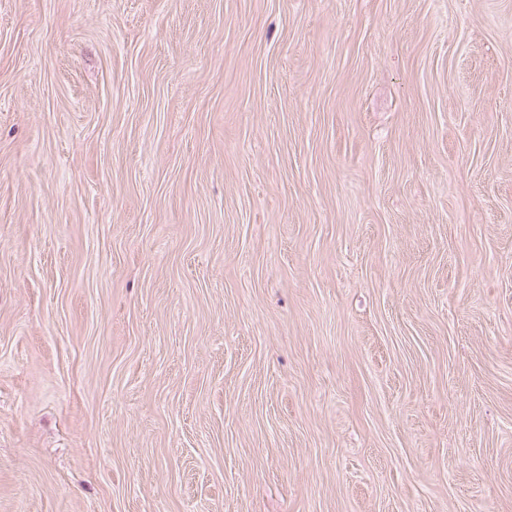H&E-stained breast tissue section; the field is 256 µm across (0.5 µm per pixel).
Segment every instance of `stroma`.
Returning <instances> with one entry per match:
<instances>
[{"mask_svg": "<svg viewBox=\"0 0 512 512\" xmlns=\"http://www.w3.org/2000/svg\"><path fill=\"white\" fill-rule=\"evenodd\" d=\"M0 512H512V0H0Z\"/></svg>", "mask_w": 512, "mask_h": 512, "instance_id": "stroma-1", "label": "stroma"}]
</instances>
